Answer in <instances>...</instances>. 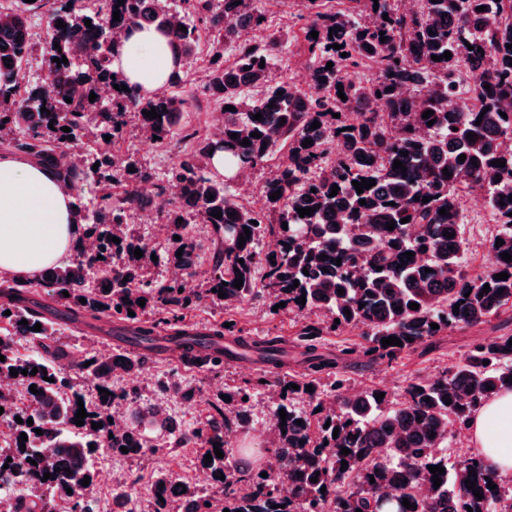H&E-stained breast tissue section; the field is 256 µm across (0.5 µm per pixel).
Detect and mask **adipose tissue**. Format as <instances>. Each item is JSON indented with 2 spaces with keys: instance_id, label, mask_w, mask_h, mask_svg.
Segmentation results:
<instances>
[{
  "instance_id": "obj_1",
  "label": "adipose tissue",
  "mask_w": 512,
  "mask_h": 512,
  "mask_svg": "<svg viewBox=\"0 0 512 512\" xmlns=\"http://www.w3.org/2000/svg\"><path fill=\"white\" fill-rule=\"evenodd\" d=\"M180 63L166 38L151 28L128 30L113 61L129 86L163 89ZM73 188L29 159L0 155V277L33 279L64 265L80 244ZM470 443L491 474L512 473V392L485 402L470 420Z\"/></svg>"
}]
</instances>
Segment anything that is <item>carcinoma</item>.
Listing matches in <instances>:
<instances>
[{"mask_svg": "<svg viewBox=\"0 0 512 512\" xmlns=\"http://www.w3.org/2000/svg\"><path fill=\"white\" fill-rule=\"evenodd\" d=\"M480 6L484 11H476ZM117 10L120 20L115 21ZM39 11L47 17L48 38L38 51L30 18ZM245 15L251 30L263 25L259 0H240L238 5L234 0H125L120 6L117 0H13L0 9V133L12 135L8 147L75 187L89 181L107 187L92 207L74 196L77 223L90 227L95 249L78 247L69 264L46 269L39 286L69 316L109 315L127 322L128 335L143 339L161 331L172 338L222 339L224 323L202 331L187 323V316L207 301L228 305L262 297L271 307L284 302L299 311L328 314L331 332L351 325L366 328L368 352L381 358L394 357L450 328L476 327L511 311L512 261L502 260L501 253L512 255V0H421L420 9L411 13L401 8L400 0H346L342 7L317 11L307 32L316 31L318 37L306 36L312 74L306 90L272 83L283 43L277 37L257 41L238 30L237 20ZM86 19L91 26L85 25ZM59 20L64 27H56ZM133 26L164 32L184 65L195 56L200 29L212 33L216 47L201 95L221 108L235 107L223 112L220 132L202 136L183 124V101L165 90L142 95L132 88L114 89L109 97L99 95L103 85L124 84L112 67V31ZM382 35L388 40L380 41ZM56 43L61 50L54 49ZM227 43L235 49L228 64ZM335 43L341 48H333ZM469 44L474 49H468ZM36 51L40 68L57 72L56 81L22 84L24 66ZM447 51L452 57L442 58ZM343 52L347 56H341ZM433 55L440 60L431 59ZM62 56L68 63L53 62ZM5 57L11 62L3 61ZM365 65L377 71L367 82L358 77ZM411 81L433 88L412 101L401 93ZM339 84L345 101L338 97ZM92 93L97 95L93 102ZM67 97L72 102H66ZM151 109L160 117L143 115ZM428 110L434 111L431 126L422 118ZM131 112L137 126L148 129L157 141L178 133L189 143L165 178H156L131 158L118 161L105 152L69 158L66 146L84 137L102 140L109 135L113 142L122 138ZM503 112L507 117H501ZM256 113L262 119H253ZM334 113L340 117H332ZM314 122L320 127L311 128ZM64 126L70 131H62ZM255 131L260 137L251 136ZM470 132L475 133L472 142ZM233 133L237 138H231ZM245 138L250 145H242ZM307 138L313 143L304 147ZM285 145L286 159L266 184L263 207H246L234 185L246 169ZM218 153L235 168L233 175L212 174V158ZM462 154L464 161L458 160ZM397 160L405 169L393 167ZM496 160L506 165L498 166ZM131 166L135 171H129ZM445 168L452 176L443 175ZM363 178L376 185L359 193L352 182ZM147 182L154 184L157 195L172 196L165 220L172 234L180 236L160 250L130 224L133 212L149 204L138 190ZM334 185L339 190L332 197ZM110 186L122 192L115 194ZM465 189L484 191L499 226L490 240L495 262L483 272L471 271L465 251L460 201ZM276 191L280 196L270 199ZM423 197L430 201L422 202ZM306 207L314 212L299 217L297 209ZM443 208L446 214L441 215ZM217 211L222 212L219 219L213 217ZM406 217L410 221L401 223ZM391 221L392 231L386 227ZM192 224L210 226L216 249L208 282L188 289L185 275L196 255L188 231ZM246 227L250 238L240 247ZM445 231L451 237L443 236ZM267 234L277 242L274 251L259 248ZM113 237L120 243L112 242ZM499 238L504 244L497 247ZM137 248L143 252L140 258L134 256ZM408 252L413 253L409 259ZM158 265L173 270L160 282L147 275ZM427 268L432 272H425ZM502 272L508 279L494 278ZM239 278L243 285L237 289ZM486 284L490 291L484 293ZM340 288L345 293L338 294ZM220 290L225 297L218 296ZM29 293L27 284H0V295L11 303L0 306V355L5 357L0 378L11 377L12 368L19 371L17 381L29 401L24 410L12 404L0 414V422L10 430L8 447L0 448V488L29 478L34 490L57 497L60 512H94L96 454L108 449L119 455L123 446L132 460L157 453L158 445L140 427L146 420L167 436V447L200 448L199 465L215 476L213 487L224 498L161 473L140 512H168L173 503L181 512H467L469 507L473 512H512V478L487 476L475 454L451 463L439 452L447 447L449 427L465 429L484 402L512 391V334L472 343L464 359L440 376L413 379L399 402L388 395L376 398L381 389L375 387L347 393L341 375L325 385L317 379L290 382L264 375L250 387L224 391L231 401L213 407L203 427L176 435L168 426L169 417L149 403L138 386L119 392L111 382L113 370L134 376L151 354L130 358L96 352L75 362L73 376L64 349L47 344L55 329L40 307L28 305ZM303 295L306 302L301 305L296 299ZM82 298L86 303H80ZM140 299L145 305H138ZM411 302L419 309H410ZM130 310L135 316L128 315ZM23 319L27 324H21ZM37 323L39 332L33 330ZM432 323L439 328H431ZM321 333L313 324L298 333L316 372L324 367L315 355V337ZM388 337L398 338L401 345L383 347L381 339ZM239 343L267 362L281 364L279 341L241 338ZM20 344L41 354L22 360L15 353ZM33 368L36 374H21ZM90 383L109 394L97 392L89 400ZM292 383L299 389L290 388ZM33 384L36 394L29 390ZM259 388L279 394L274 410H285L287 418L286 426H277L262 467L251 473L241 467L227 436L246 427L253 390ZM153 392H172L186 401L195 395L194 389L172 379L157 382ZM80 400L87 413L82 426L74 422ZM114 404L133 408L135 425L111 424ZM17 416L24 423L15 421ZM30 418L31 425L26 423ZM93 422L102 427L92 428ZM23 432L28 441L22 451L18 439ZM216 445L224 457L214 455ZM343 447L350 453H341ZM343 461L347 465H341ZM431 466L445 469L437 488ZM47 472L51 477L46 480ZM263 472L267 477H261ZM220 473L222 480L216 478ZM86 476L90 484L84 486ZM467 479L476 483L483 498L467 488ZM278 480L291 487L286 500L276 495ZM490 482L496 489L487 487ZM69 489L73 493H67ZM405 498L414 507L406 508Z\"/></svg>", "mask_w": 512, "mask_h": 512, "instance_id": "cac0c4a2", "label": "carcinoma"}]
</instances>
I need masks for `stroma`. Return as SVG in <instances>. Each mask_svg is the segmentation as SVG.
Returning a JSON list of instances; mask_svg holds the SVG:
<instances>
[{
    "label": "stroma",
    "instance_id": "stroma-1",
    "mask_svg": "<svg viewBox=\"0 0 512 512\" xmlns=\"http://www.w3.org/2000/svg\"><path fill=\"white\" fill-rule=\"evenodd\" d=\"M262 9L267 20L263 29L254 33L256 39H266L269 33L279 32L284 37V48L277 56L272 78L277 82L298 84V75L307 69V49L304 40L305 30L310 22L309 14L299 0H264ZM210 51L209 39H201L200 58L181 70L182 82L177 89L183 99L185 119L192 128L207 132L212 124V116L217 107L202 99L197 79L206 72L205 57ZM183 149L180 138L166 142H142L138 133H131L116 145L87 140L77 142L72 150L77 154L108 153L119 157H133L143 166L161 175L176 162ZM462 232L468 243V256L473 271L481 272L491 265V254L486 244L495 230V222L486 206L484 195L479 191H469L461 198ZM32 301L45 305V314L58 328L56 340L72 356L81 359L95 348L115 349L113 340L120 324L115 319L101 317L90 324H75L57 308L48 307V296L44 289H37ZM194 322L204 326L215 320L230 321L234 324L233 337L249 339L278 338L288 346V362L280 367H272L258 358H244L237 362L225 363L223 368L188 369L182 367L175 356H156L145 365L143 375L149 379H163L171 371H179L182 381L194 387L195 396L185 401L172 396L168 399L170 412L178 430L189 432L200 428L212 412V404L224 389L244 387L253 383L258 375H270L291 379H301L307 373L309 363L302 355L296 335L303 325H325L326 319L318 313L299 311L293 308L273 312L266 301L248 298L230 307L202 305L195 311ZM504 333L512 334V321L494 320L475 328H451L432 340L406 350L393 359H379L367 352L369 341L359 326H349L338 332H327L316 340V353L326 365L329 374H340L346 380L348 389L365 387L386 389L394 399H402L408 383L415 377H434L442 373L451 363L458 361L476 339L494 337ZM194 447L173 448L160 451L140 460H130L109 452L97 454L96 469L102 470L120 466L126 471L132 483L128 488L129 505H137L144 497L158 471H167L178 476L190 486H197L199 467Z\"/></svg>",
    "mask_w": 512,
    "mask_h": 512
}]
</instances>
